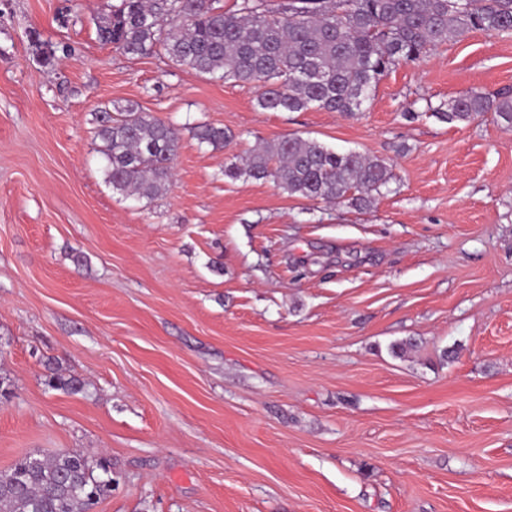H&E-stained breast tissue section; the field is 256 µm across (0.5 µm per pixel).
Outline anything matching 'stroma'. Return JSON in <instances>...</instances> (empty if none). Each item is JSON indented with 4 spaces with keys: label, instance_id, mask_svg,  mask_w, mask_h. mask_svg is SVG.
I'll return each instance as SVG.
<instances>
[{
    "label": "stroma",
    "instance_id": "35a3bbf8",
    "mask_svg": "<svg viewBox=\"0 0 512 512\" xmlns=\"http://www.w3.org/2000/svg\"><path fill=\"white\" fill-rule=\"evenodd\" d=\"M118 2L0 0V471L107 457L97 512H512V129L424 111L512 90V37L399 64L352 115L265 112L101 43ZM129 105L180 131L152 199L112 190L93 137ZM289 134L393 178L367 210L225 179ZM49 357L85 389H48ZM194 129V136L200 144H207L215 149L224 148L230 138L224 132V128L214 127L210 124H200Z\"/></svg>",
    "mask_w": 512,
    "mask_h": 512
}]
</instances>
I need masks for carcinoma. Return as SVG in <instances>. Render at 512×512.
Listing matches in <instances>:
<instances>
[{
  "instance_id": "1",
  "label": "carcinoma",
  "mask_w": 512,
  "mask_h": 512,
  "mask_svg": "<svg viewBox=\"0 0 512 512\" xmlns=\"http://www.w3.org/2000/svg\"><path fill=\"white\" fill-rule=\"evenodd\" d=\"M216 0H121L97 20V36L126 55L164 49L177 65L224 82L259 84L256 106L269 112L309 109L353 114L381 78L403 62L433 54L473 30L512 35V0H241L234 13ZM427 111L447 123H470L486 112L512 128V93H471ZM95 135L106 182L128 196L167 191L180 134L131 105L96 113ZM201 144L226 146L229 135L195 127ZM270 180L290 196L358 209L371 207L392 178L378 157L338 153L323 143L284 136L230 163L224 177ZM45 385L79 393L85 383L47 362ZM110 465L78 451L27 454L0 471V512H91L112 492Z\"/></svg>"
}]
</instances>
